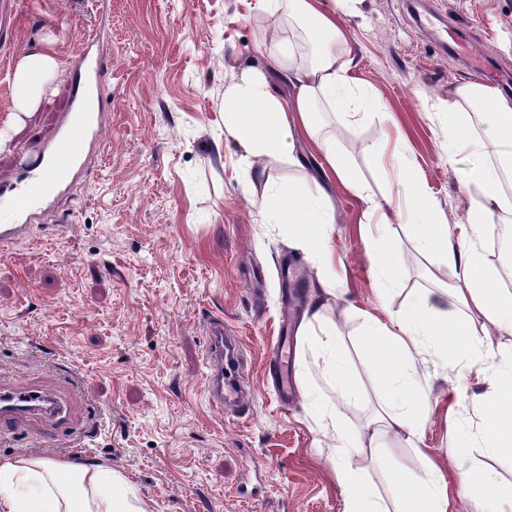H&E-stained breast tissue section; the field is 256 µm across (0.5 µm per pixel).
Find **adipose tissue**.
Masks as SVG:
<instances>
[{
	"label": "adipose tissue",
	"mask_w": 512,
	"mask_h": 512,
	"mask_svg": "<svg viewBox=\"0 0 512 512\" xmlns=\"http://www.w3.org/2000/svg\"><path fill=\"white\" fill-rule=\"evenodd\" d=\"M360 0H260L275 28H287L260 66L245 67L224 90V132L243 148L248 192L268 224L289 225L288 245L308 255L316 268L312 300L301 324L320 379L338 397L348 395L353 375L344 357V337L328 318L332 302L349 290L336 270L332 244L335 207L307 180L271 184L272 163L302 167L297 150L304 136L323 154L331 180L349 187L366 208L364 223L386 239L391 224L409 225L433 255L429 272L439 291H427L387 320L361 314V332L379 353V369L388 395L366 422L347 427L336 447V479L344 492V512H448L449 499L468 502L472 512H500L496 472L474 474L465 449L452 460L457 479L448 483L435 467L415 472L390 471L388 495L364 484L350 459L355 449L379 447L380 437L402 439L418 448L428 412L418 361L433 354L449 364H465L489 386L491 410L484 413L480 437L486 450L512 468V350L493 349L489 329L512 333V293L496 288L495 274L484 263L482 225L500 213L512 215V96L496 85L465 81L436 102L425 89L416 96L437 113L448 136V158L481 154L465 183L466 217L458 227L437 214L433 199L412 175L411 151L404 138L380 132L366 148L378 169L393 168L395 180L382 197H374L355 177L336 145L325 113L361 121H386L374 94L356 84L350 72L354 53L341 27L345 17L359 16ZM57 70L50 50L21 56L12 74L11 120L31 112L44 85ZM288 83L294 96L284 103L273 75ZM0 512H148L126 478L102 467L63 464L20 457L0 464Z\"/></svg>",
	"instance_id": "ef3b65f1"
}]
</instances>
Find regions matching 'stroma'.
Returning a JSON list of instances; mask_svg holds the SVG:
<instances>
[{
	"label": "stroma",
	"mask_w": 512,
	"mask_h": 512,
	"mask_svg": "<svg viewBox=\"0 0 512 512\" xmlns=\"http://www.w3.org/2000/svg\"><path fill=\"white\" fill-rule=\"evenodd\" d=\"M401 2L362 0L361 17L343 19L355 52L352 76L384 104L389 134L408 140L416 180L453 224L464 215L463 182L474 160L449 162L445 132L414 90L447 98L467 69L457 57L438 55ZM426 3L468 22L474 51L512 72V0ZM1 19L16 45L0 55V181L18 178L73 111L70 72L92 34L99 37L94 53L112 61L98 90L111 97L112 110L99 143L84 152L71 192L39 206L22 238L0 250V389L43 387L66 401L74 425L62 436L50 424H25L0 442V462L35 455L102 465L123 475L151 512H343L338 435L324 430L302 388L317 378L307 347L279 319L285 304L303 316L316 271L307 262L299 283L284 280V267L299 254L288 248L285 227L264 223L252 204L244 150L224 135V89L258 60L259 48L272 46L267 15L256 0H0ZM45 47L59 75L32 112L9 123L15 62ZM331 125L371 186L393 180L363 151L378 119L353 124L339 115ZM333 197V244L351 303L329 315L346 338L357 379L336 406L360 422L385 385L359 334L358 313L387 318L429 288L432 256L406 225H391L398 284L378 302L374 268L384 249L366 233V205L340 184ZM49 211L68 213L69 223L47 228L42 215ZM480 249L498 287L512 286V227L498 225ZM210 317L223 318L248 358L255 412L247 423L224 418L204 397ZM283 334L296 386L286 409L268 366ZM70 366L90 381V392L73 384ZM418 367L429 395L423 455L387 438L382 456L364 450L351 458L381 492L398 466L452 472L460 421L478 426L472 398L485 388L465 366L429 354ZM453 385L465 390L455 409L448 406Z\"/></svg>",
	"instance_id": "35a3bbf8"
}]
</instances>
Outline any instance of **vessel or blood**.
<instances>
[{
  "mask_svg": "<svg viewBox=\"0 0 512 512\" xmlns=\"http://www.w3.org/2000/svg\"><path fill=\"white\" fill-rule=\"evenodd\" d=\"M464 30L448 25L437 36L441 53L454 54L462 48ZM82 65L75 73L74 85L78 106L74 113L64 115L57 135L45 146L38 162L39 173L32 190L18 188L11 182H0V194L12 195L18 202L20 219L31 212L30 192L50 195L65 186L77 167L85 147L100 133L101 122L112 109L110 100L96 102L95 112H86L84 104L89 88L107 77L108 59L83 52ZM204 394L209 405L220 412H230L237 419L253 416L255 404L244 381V353L236 337L225 335L224 321L210 320L206 325ZM270 365L277 375L280 398H287L292 387L288 377V351L277 345L270 354ZM59 403L56 395L37 390L16 392L0 390V439L12 436L26 418L42 416L57 418Z\"/></svg>",
  "mask_w": 512,
  "mask_h": 512,
  "instance_id": "b4317fda",
  "label": "vessel or blood"
}]
</instances>
